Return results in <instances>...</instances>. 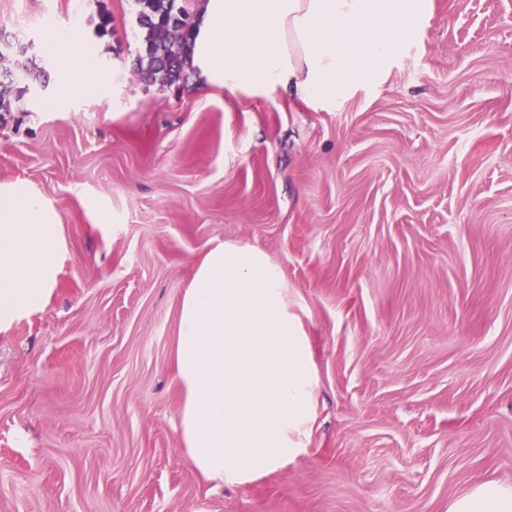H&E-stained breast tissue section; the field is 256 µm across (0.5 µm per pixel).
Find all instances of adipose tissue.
<instances>
[{
  "label": "adipose tissue",
  "mask_w": 512,
  "mask_h": 512,
  "mask_svg": "<svg viewBox=\"0 0 512 512\" xmlns=\"http://www.w3.org/2000/svg\"><path fill=\"white\" fill-rule=\"evenodd\" d=\"M429 0H199L190 58L197 82L246 96L287 89L330 105L398 57ZM65 89L96 92L99 47L79 24L46 43ZM62 228L39 194L0 184V329L51 296ZM175 364L180 439L215 486L284 466L306 446L316 373L289 311L279 264L248 244L219 242L196 265L180 307ZM448 512H512V487L478 484Z\"/></svg>",
  "instance_id": "adipose-tissue-1"
}]
</instances>
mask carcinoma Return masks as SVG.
<instances>
[{
	"instance_id": "1",
	"label": "carcinoma",
	"mask_w": 512,
	"mask_h": 512,
	"mask_svg": "<svg viewBox=\"0 0 512 512\" xmlns=\"http://www.w3.org/2000/svg\"><path fill=\"white\" fill-rule=\"evenodd\" d=\"M193 3L194 0H135L143 46L137 73L148 84L170 88L184 80L194 27ZM19 68L14 50L0 44V112L11 111L13 101L27 92V87L16 85L15 72Z\"/></svg>"
}]
</instances>
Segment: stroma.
I'll list each match as a JSON object with an SVG mask.
<instances>
[{"label":"stroma","mask_w":512,"mask_h":512,"mask_svg":"<svg viewBox=\"0 0 512 512\" xmlns=\"http://www.w3.org/2000/svg\"><path fill=\"white\" fill-rule=\"evenodd\" d=\"M75 21L104 48L88 95L44 50ZM0 40L42 70L0 112V182L50 201L66 248L0 332V512H448L512 486V0H431L331 109L146 85L134 0H0ZM219 241L280 264L318 376L302 453L224 488L181 444L173 362Z\"/></svg>","instance_id":"35a3bbf8"}]
</instances>
